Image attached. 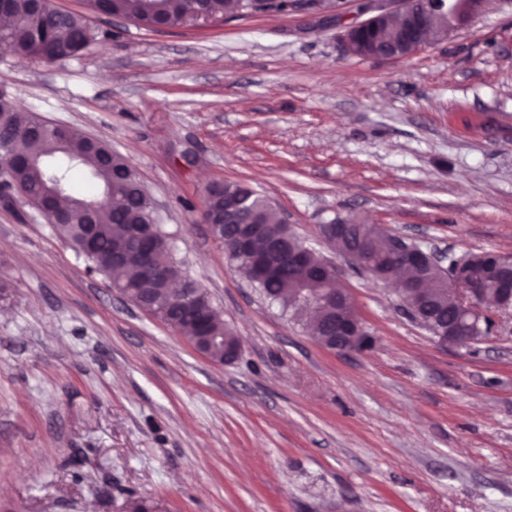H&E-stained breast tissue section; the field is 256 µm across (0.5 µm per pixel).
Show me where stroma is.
<instances>
[{
    "instance_id": "stroma-1",
    "label": "stroma",
    "mask_w": 512,
    "mask_h": 512,
    "mask_svg": "<svg viewBox=\"0 0 512 512\" xmlns=\"http://www.w3.org/2000/svg\"><path fill=\"white\" fill-rule=\"evenodd\" d=\"M52 2L94 42L0 49V93L127 160L240 352L202 357L0 189V512H512V315L441 345L320 233L512 254V0L390 60L345 49L369 0L163 32ZM224 181L336 265L372 349L324 348L230 265L203 220Z\"/></svg>"
}]
</instances>
